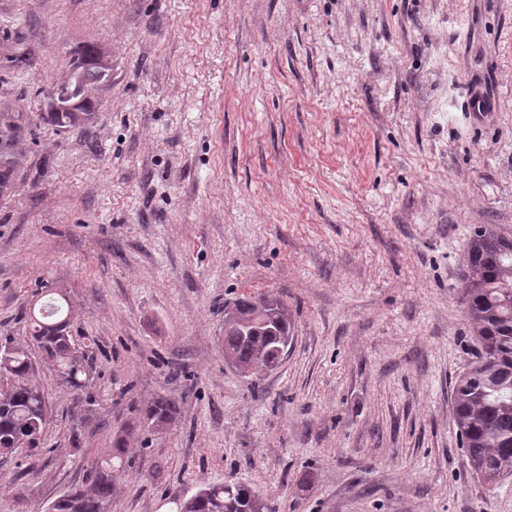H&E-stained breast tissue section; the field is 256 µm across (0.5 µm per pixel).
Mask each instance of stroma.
Returning <instances> with one entry per match:
<instances>
[{
    "label": "stroma",
    "mask_w": 512,
    "mask_h": 512,
    "mask_svg": "<svg viewBox=\"0 0 512 512\" xmlns=\"http://www.w3.org/2000/svg\"><path fill=\"white\" fill-rule=\"evenodd\" d=\"M83 44L112 74L62 131L43 104ZM1 112L0 336L68 289L98 404L73 449L39 366L42 450L0 459V512H46L121 430L111 512L221 482L276 512H512L451 399L469 234L512 236V0H0ZM261 296L294 339L243 375L224 307ZM161 396L174 419L140 424Z\"/></svg>",
    "instance_id": "35a3bbf8"
}]
</instances>
